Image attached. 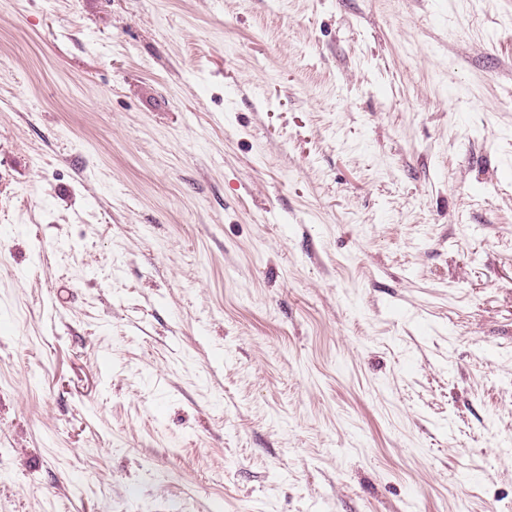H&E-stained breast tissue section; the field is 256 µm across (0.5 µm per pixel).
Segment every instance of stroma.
Instances as JSON below:
<instances>
[{
	"instance_id": "35a3bbf8",
	"label": "stroma",
	"mask_w": 512,
	"mask_h": 512,
	"mask_svg": "<svg viewBox=\"0 0 512 512\" xmlns=\"http://www.w3.org/2000/svg\"><path fill=\"white\" fill-rule=\"evenodd\" d=\"M0 512H512V0H0Z\"/></svg>"
}]
</instances>
